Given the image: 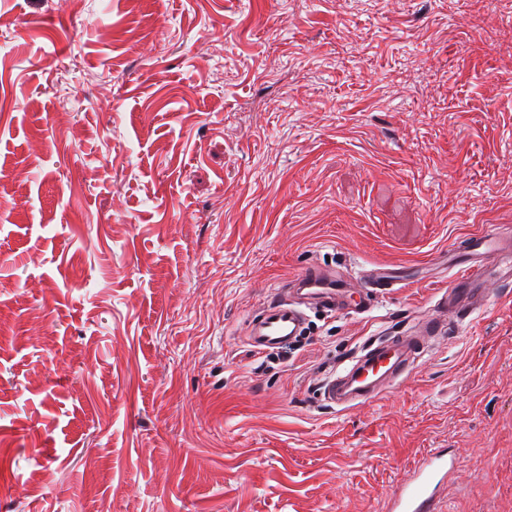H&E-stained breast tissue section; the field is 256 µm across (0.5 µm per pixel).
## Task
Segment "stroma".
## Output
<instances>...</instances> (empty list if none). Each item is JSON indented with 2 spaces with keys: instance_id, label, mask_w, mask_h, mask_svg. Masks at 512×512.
<instances>
[{
  "instance_id": "35a3bbf8",
  "label": "stroma",
  "mask_w": 512,
  "mask_h": 512,
  "mask_svg": "<svg viewBox=\"0 0 512 512\" xmlns=\"http://www.w3.org/2000/svg\"><path fill=\"white\" fill-rule=\"evenodd\" d=\"M512 0H0V512H512V285L340 411L371 336L447 276L249 321L302 268L512 234ZM456 454L433 448L417 460L394 493L395 512H435L440 485L457 462Z\"/></svg>"
}]
</instances>
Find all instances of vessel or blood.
<instances>
[{
  "label": "vessel or blood",
  "instance_id": "obj_1",
  "mask_svg": "<svg viewBox=\"0 0 512 512\" xmlns=\"http://www.w3.org/2000/svg\"><path fill=\"white\" fill-rule=\"evenodd\" d=\"M466 249L449 248L446 262L451 274L448 288L440 290L431 317L424 324L429 335L442 336L451 325L485 306L491 299L488 282L512 280V243L487 228L465 237ZM357 289L345 286L344 274L310 266L290 282L287 295L271 299L248 324L247 341L255 351H271L292 343L306 325L304 308L316 304L330 312L362 314L389 288L406 287L407 268L376 266L361 270ZM420 353V342L405 333L367 340L341 372L323 390L328 404L348 409L379 397L407 372ZM457 462L454 452L431 449L417 460L394 493V512H436L440 485Z\"/></svg>",
  "mask_w": 512,
  "mask_h": 512
}]
</instances>
